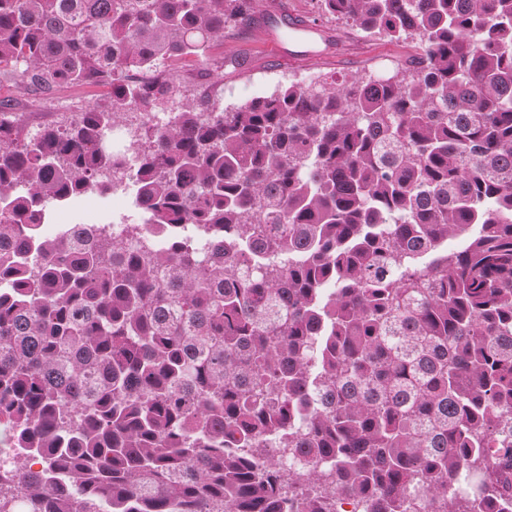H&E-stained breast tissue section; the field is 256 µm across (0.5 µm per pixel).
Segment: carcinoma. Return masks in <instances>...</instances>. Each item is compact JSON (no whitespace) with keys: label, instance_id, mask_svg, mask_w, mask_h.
Listing matches in <instances>:
<instances>
[{"label":"carcinoma","instance_id":"cac0c4a2","mask_svg":"<svg viewBox=\"0 0 512 512\" xmlns=\"http://www.w3.org/2000/svg\"><path fill=\"white\" fill-rule=\"evenodd\" d=\"M317 2L419 46L227 109L163 64L224 68L260 0H0L1 80L109 87L28 135L0 101L7 248L177 113L135 160L163 244L0 260V512H512V0Z\"/></svg>","mask_w":512,"mask_h":512}]
</instances>
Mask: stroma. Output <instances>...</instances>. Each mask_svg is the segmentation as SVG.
Wrapping results in <instances>:
<instances>
[{"instance_id": "obj_1", "label": "stroma", "mask_w": 512, "mask_h": 512, "mask_svg": "<svg viewBox=\"0 0 512 512\" xmlns=\"http://www.w3.org/2000/svg\"><path fill=\"white\" fill-rule=\"evenodd\" d=\"M275 36L286 49L314 47L316 54L293 66L282 64L266 47L268 36ZM414 52L412 45L369 35L356 27L327 16H319L314 0H262L255 23L228 35L215 55L244 59V67L225 66L208 74L184 68L177 75L196 92H209L226 107L241 105L275 91L278 85L306 83L322 77L343 79L350 75L368 76L384 57L404 62ZM103 88L63 89L45 97L4 82L0 97L11 100L15 111L27 113L33 128L56 123L61 113L76 112L102 102ZM48 214L66 213L71 221L109 224L118 222L112 211L111 193L81 196L66 203H48Z\"/></svg>"}]
</instances>
